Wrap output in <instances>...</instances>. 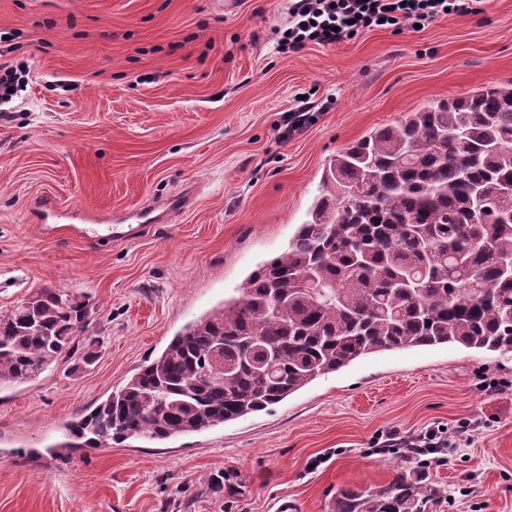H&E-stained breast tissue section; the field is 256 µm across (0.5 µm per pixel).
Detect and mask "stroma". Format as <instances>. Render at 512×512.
Listing matches in <instances>:
<instances>
[{"instance_id":"1","label":"stroma","mask_w":512,"mask_h":512,"mask_svg":"<svg viewBox=\"0 0 512 512\" xmlns=\"http://www.w3.org/2000/svg\"><path fill=\"white\" fill-rule=\"evenodd\" d=\"M288 0H0V311L37 289L86 299L96 361L0 385V512H331L397 472L445 489L436 512H512V354L383 351L270 410L167 441L65 448L188 321L288 247L330 159L414 109L512 81V0L420 29L274 49ZM306 98L309 123L291 136ZM188 195L143 238L96 245L32 218L36 200L108 214ZM471 424L446 465L376 453ZM25 72L23 67L0 64V100L13 96L15 87L25 76ZM8 88H12V92H8Z\"/></svg>"}]
</instances>
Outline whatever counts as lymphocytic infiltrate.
I'll return each instance as SVG.
<instances>
[{
	"label": "lymphocytic infiltrate",
	"mask_w": 512,
	"mask_h": 512,
	"mask_svg": "<svg viewBox=\"0 0 512 512\" xmlns=\"http://www.w3.org/2000/svg\"><path fill=\"white\" fill-rule=\"evenodd\" d=\"M485 0H292L288 25L277 40L282 53H295L309 44L332 45L374 29L400 30L425 24L451 13L478 15ZM454 435V434H453ZM453 435L440 427L405 438L388 433L382 445L392 453L414 459L429 469L444 465Z\"/></svg>",
	"instance_id": "1"
}]
</instances>
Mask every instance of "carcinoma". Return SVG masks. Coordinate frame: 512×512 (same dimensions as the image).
<instances>
[{
    "instance_id": "1",
    "label": "carcinoma",
    "mask_w": 512,
    "mask_h": 512,
    "mask_svg": "<svg viewBox=\"0 0 512 512\" xmlns=\"http://www.w3.org/2000/svg\"><path fill=\"white\" fill-rule=\"evenodd\" d=\"M308 216L238 296L67 426L80 446L199 433L381 351L512 352V82L412 111L339 152ZM89 324L88 303L57 288L1 311L0 384L91 364L78 349ZM442 498L400 472L341 490L332 512H427Z\"/></svg>"
}]
</instances>
